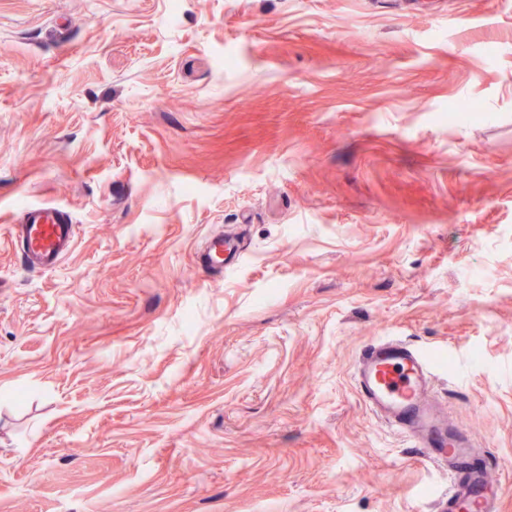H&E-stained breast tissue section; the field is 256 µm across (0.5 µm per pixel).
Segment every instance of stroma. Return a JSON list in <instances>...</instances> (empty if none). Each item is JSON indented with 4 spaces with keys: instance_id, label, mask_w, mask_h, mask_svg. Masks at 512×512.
Listing matches in <instances>:
<instances>
[{
    "instance_id": "stroma-1",
    "label": "stroma",
    "mask_w": 512,
    "mask_h": 512,
    "mask_svg": "<svg viewBox=\"0 0 512 512\" xmlns=\"http://www.w3.org/2000/svg\"><path fill=\"white\" fill-rule=\"evenodd\" d=\"M382 336L512 512V0H0V512H436ZM10 226L11 242L28 267L49 270L58 265L75 244V226L61 210L28 206ZM240 246L230 237L223 234L208 239L205 248L198 254L196 265L207 273L220 271L224 268V261L230 262L240 256ZM225 256V257H224Z\"/></svg>"
}]
</instances>
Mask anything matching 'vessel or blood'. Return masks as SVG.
<instances>
[{
  "mask_svg": "<svg viewBox=\"0 0 512 512\" xmlns=\"http://www.w3.org/2000/svg\"><path fill=\"white\" fill-rule=\"evenodd\" d=\"M11 242L28 267L49 270L75 244V226L61 210L28 206L10 227ZM233 238L215 235L198 254L205 272L223 270L225 261L239 257ZM437 365L421 346L402 338L379 337L362 348L354 372L363 403L386 426L414 441L430 462L448 469V491L438 512H496L501 485L484 457L472 445L468 431L449 424L431 396Z\"/></svg>",
  "mask_w": 512,
  "mask_h": 512,
  "instance_id": "vessel-or-blood-1",
  "label": "vessel or blood"
}]
</instances>
